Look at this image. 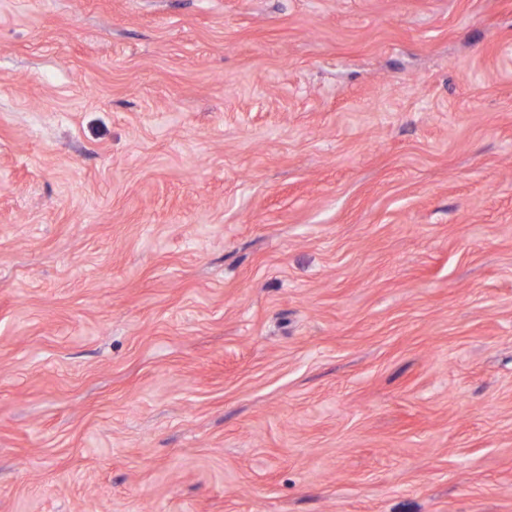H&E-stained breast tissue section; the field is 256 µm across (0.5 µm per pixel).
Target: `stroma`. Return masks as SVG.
Returning <instances> with one entry per match:
<instances>
[{"label": "stroma", "mask_w": 512, "mask_h": 512, "mask_svg": "<svg viewBox=\"0 0 512 512\" xmlns=\"http://www.w3.org/2000/svg\"><path fill=\"white\" fill-rule=\"evenodd\" d=\"M0 512H512V0H0Z\"/></svg>", "instance_id": "35a3bbf8"}]
</instances>
